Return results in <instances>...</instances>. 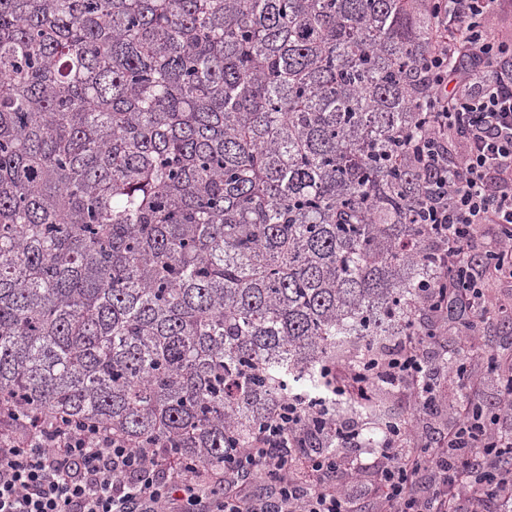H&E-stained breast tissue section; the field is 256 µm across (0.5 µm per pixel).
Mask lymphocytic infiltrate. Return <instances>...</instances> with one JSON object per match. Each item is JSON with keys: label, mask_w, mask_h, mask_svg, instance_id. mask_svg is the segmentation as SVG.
Segmentation results:
<instances>
[{"label": "lymphocytic infiltrate", "mask_w": 512, "mask_h": 512, "mask_svg": "<svg viewBox=\"0 0 512 512\" xmlns=\"http://www.w3.org/2000/svg\"><path fill=\"white\" fill-rule=\"evenodd\" d=\"M501 7L502 0H434L438 44L418 71L427 87L428 129L406 143L421 174L415 221L435 231L441 273L470 281L431 307L443 325L452 308L474 321L466 333L468 395L453 405L447 423L421 429L409 418L396 420L378 444L379 465L369 470L351 453L362 420L319 421L309 407L328 397H291L247 448L214 470L127 447L93 423L61 416L22 422L5 405L0 512H512V465L502 464L499 453L512 445V357H500L495 368L499 414L475 410L484 390L480 337L490 315L512 313V302L487 290L491 281L512 277V241L497 233L512 224V35L490 27ZM484 233L494 260L481 265L472 250ZM441 341L438 334L408 336L361 368L339 366L331 395L368 401L375 380L433 407L441 382L458 376L428 361L427 348ZM311 438L335 443L336 457L309 448ZM252 476L268 494L251 490Z\"/></svg>", "instance_id": "1"}]
</instances>
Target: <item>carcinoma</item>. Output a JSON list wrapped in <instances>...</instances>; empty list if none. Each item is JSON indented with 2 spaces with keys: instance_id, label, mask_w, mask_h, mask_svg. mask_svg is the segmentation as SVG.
I'll list each match as a JSON object with an SVG mask.
<instances>
[{
  "instance_id": "cac0c4a2",
  "label": "carcinoma",
  "mask_w": 512,
  "mask_h": 512,
  "mask_svg": "<svg viewBox=\"0 0 512 512\" xmlns=\"http://www.w3.org/2000/svg\"><path fill=\"white\" fill-rule=\"evenodd\" d=\"M432 0H0V399L224 466L430 336Z\"/></svg>"
}]
</instances>
